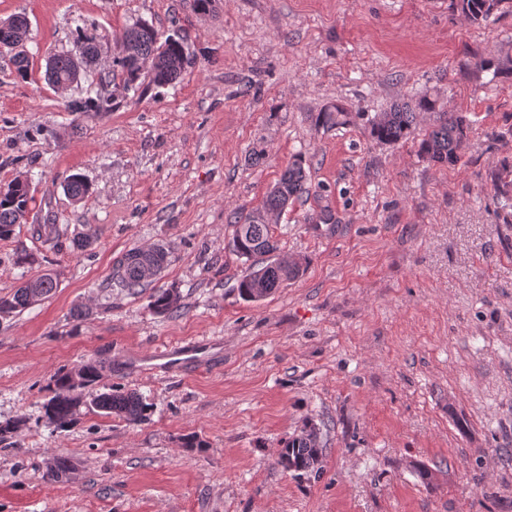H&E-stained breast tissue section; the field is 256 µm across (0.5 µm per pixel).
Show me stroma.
Segmentation results:
<instances>
[{"mask_svg":"<svg viewBox=\"0 0 512 512\" xmlns=\"http://www.w3.org/2000/svg\"><path fill=\"white\" fill-rule=\"evenodd\" d=\"M448 4L0 0V21L27 19L32 62L22 81L0 54V186L28 178L54 227L0 241V296L59 277L0 314V421L26 422L0 441V512H512V210L489 178L512 161V77L480 68L512 57V13L478 26ZM139 21L189 34L175 83L128 91L95 69L65 91L46 81L77 33L113 57ZM91 85L112 110L72 119L67 102ZM424 94L473 125L457 165L419 156L432 115L399 144L369 135L376 113ZM330 104L352 124L316 128ZM298 156L311 191L272 229L304 272L243 302L233 224ZM74 174L89 185L79 201L63 189ZM156 245L172 254L155 285L179 291L173 316L110 284L114 261ZM20 248L32 266L15 265ZM188 341L209 343L211 365L143 360ZM104 351L101 389L138 392L149 419L49 424L52 376ZM307 419L320 471L284 472L278 452ZM190 432L206 451L183 447ZM61 457L72 469L50 479ZM35 279L39 288H29L26 281L13 294L1 296L0 313L22 311L33 303L47 298L58 288L56 279L49 274L38 276Z\"/></svg>","mask_w":512,"mask_h":512,"instance_id":"stroma-1","label":"stroma"}]
</instances>
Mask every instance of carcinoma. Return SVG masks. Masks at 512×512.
<instances>
[{
	"label": "carcinoma",
	"instance_id": "carcinoma-1",
	"mask_svg": "<svg viewBox=\"0 0 512 512\" xmlns=\"http://www.w3.org/2000/svg\"><path fill=\"white\" fill-rule=\"evenodd\" d=\"M452 11L461 13L474 25H482L491 17L512 6V0H449ZM12 74L24 80L30 70L26 53L11 57ZM152 61L151 80L156 86L173 83L191 64L189 38L185 33L162 36L152 25L136 22L126 29L120 51L113 62L123 79L126 89H137L143 71L139 63ZM45 78L51 84L74 81L71 53L57 54L47 62ZM437 100L425 94L414 102L397 104L387 112H379L370 120L372 139L386 144H396L409 138L421 115L433 113L435 124L420 140L418 154L437 164L455 166L461 161L463 151L470 140L471 124L463 115L436 111ZM112 102L100 94L86 91V95L73 99L66 110L78 119L86 112H109ZM351 113L343 106L329 105L317 112L314 126L334 128L351 121ZM491 186L503 209L512 208V162L504 159L491 170ZM67 196L81 200L89 193V185L79 175L72 176L64 186ZM310 185L303 161L294 160L280 175L260 209L234 225L229 248L239 258L249 262L246 273L236 286L238 296L245 302H258L272 294L283 283L297 279L304 272L299 259L280 257L278 241L273 236L269 219L281 214L288 204L309 194ZM35 197L30 185L15 179L0 192V240L11 238L21 223L24 213L32 210ZM170 262V252L157 245L146 251L140 248L128 250L112 268L111 279L117 286L131 294L151 290V308L160 315L179 312L180 295L173 288H156L153 283ZM38 287L19 286L14 293L0 297V313L22 311L33 303L50 296L58 283L54 277L44 274L36 277ZM112 367V357L98 356L85 364L88 385L85 398L74 395L69 387V370L54 374L48 387L51 396L44 404V415L49 424L66 429L76 424L82 412L105 417H118L128 422H142L149 418L151 404L143 397L124 389L101 392L95 389L104 367ZM324 444L320 428L306 422L295 436L289 438L279 452L276 464L284 471L312 473L320 469Z\"/></svg>",
	"mask_w": 512,
	"mask_h": 512
}]
</instances>
